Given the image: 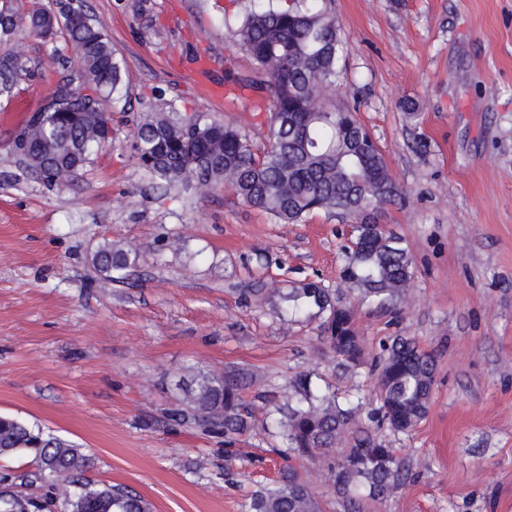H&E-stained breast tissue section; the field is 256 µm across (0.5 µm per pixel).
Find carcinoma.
<instances>
[{"instance_id": "cac0c4a2", "label": "carcinoma", "mask_w": 512, "mask_h": 512, "mask_svg": "<svg viewBox=\"0 0 512 512\" xmlns=\"http://www.w3.org/2000/svg\"><path fill=\"white\" fill-rule=\"evenodd\" d=\"M326 0H301L282 7L260 0L224 19L235 42L250 55L271 101L266 149L254 150L240 128L201 116L189 117L169 102L151 109L134 134L137 160L164 191L190 189L197 196L224 188L244 204L282 224H298L315 212H341L353 222L359 248L344 251L341 279L347 288L381 302L401 297L413 277L412 257L399 238L364 224L363 213L401 196L387 162L354 111L330 103L340 79L345 42ZM58 10L33 9L26 25L43 37L65 32L70 51L57 62L66 75L48 100L46 115L20 128L16 155L25 168L50 186L72 180L88 163V148L112 137L106 102L120 94L122 68L101 21L73 0H58ZM21 35L10 8H0V100H9L26 73L13 50ZM138 254L106 242L93 264L104 279L127 270ZM273 297L293 317L320 318L322 340L342 365L362 364L363 340L354 313L340 293L309 282L278 288ZM432 355L407 336L395 337L379 360L381 420L409 432L424 418L435 381ZM272 424L286 449L298 456L342 454L333 487L339 494L363 483L369 493L395 488V460L369 437H354L356 408L319 393L305 378L296 380L287 402L275 409ZM226 433L252 429L253 415L237 381L210 371H195L185 390V408L176 412ZM33 457L37 471L29 483L46 487L39 501L0 498V512H152L151 504L122 485L80 483L90 466L83 449L37 425L0 415V456ZM249 512H321L320 503L293 467L273 485L255 492Z\"/></svg>"}]
</instances>
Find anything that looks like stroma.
Masks as SVG:
<instances>
[{"instance_id": "obj_1", "label": "stroma", "mask_w": 512, "mask_h": 512, "mask_svg": "<svg viewBox=\"0 0 512 512\" xmlns=\"http://www.w3.org/2000/svg\"><path fill=\"white\" fill-rule=\"evenodd\" d=\"M245 0H81L122 64L112 138L72 184L26 172L0 120V414L90 455L85 479L122 484L153 512H247L292 466L323 512H512V0H332L346 40L338 106L356 109L403 193L377 215L414 261L390 305L349 294L364 367L341 366L317 321L296 322L270 291L340 286L348 219L317 211L278 224L228 189L205 199L153 187L134 132L158 101L243 127L261 113L207 93L226 73L254 78L224 25ZM63 35L21 37L29 70L15 89L37 111L63 71ZM419 104L409 119L407 101ZM134 245L136 267L102 281L104 241ZM436 363L426 416L410 432L377 421L368 365L394 337ZM205 368L236 379L253 428L224 437L176 419L180 379ZM306 377L358 408L391 449L399 485L342 497L327 462L288 456L271 412Z\"/></svg>"}]
</instances>
